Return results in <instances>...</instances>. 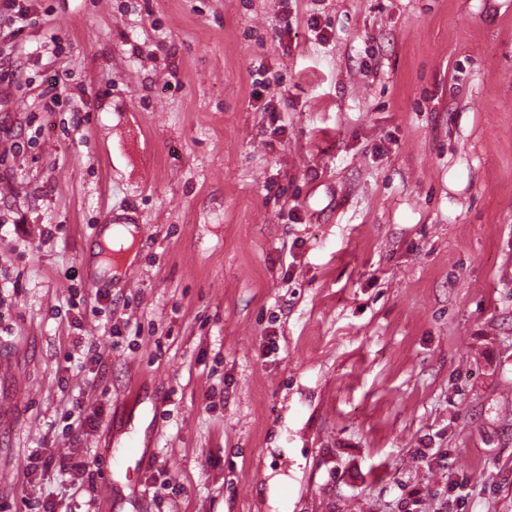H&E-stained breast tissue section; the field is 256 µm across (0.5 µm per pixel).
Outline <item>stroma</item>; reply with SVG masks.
<instances>
[{
  "instance_id": "obj_1",
  "label": "stroma",
  "mask_w": 512,
  "mask_h": 512,
  "mask_svg": "<svg viewBox=\"0 0 512 512\" xmlns=\"http://www.w3.org/2000/svg\"><path fill=\"white\" fill-rule=\"evenodd\" d=\"M20 2L0 503L512 512V0ZM26 465V476H32L35 471L41 467L43 470L57 468L71 475H84L88 471V459L71 452L67 456H59L53 450L43 451L42 453L30 454Z\"/></svg>"
}]
</instances>
